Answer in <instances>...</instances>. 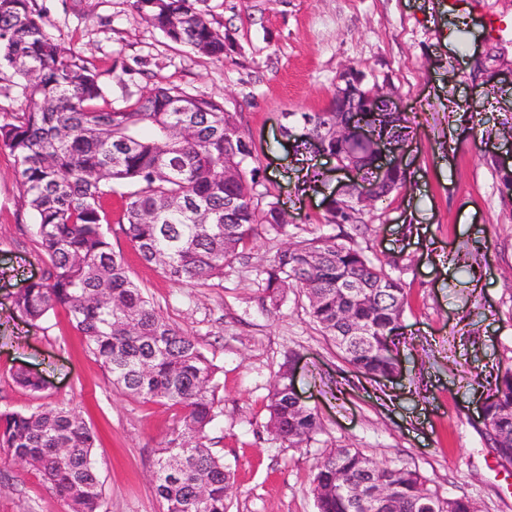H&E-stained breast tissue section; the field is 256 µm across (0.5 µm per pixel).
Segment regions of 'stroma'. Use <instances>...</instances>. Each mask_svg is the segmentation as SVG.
Here are the masks:
<instances>
[{"label":"stroma","instance_id":"35a3bbf8","mask_svg":"<svg viewBox=\"0 0 512 512\" xmlns=\"http://www.w3.org/2000/svg\"><path fill=\"white\" fill-rule=\"evenodd\" d=\"M428 0H206L228 35L223 60L170 41L132 0H32L59 43L99 73L113 104L157 81L205 94L235 113L258 168L255 203L276 202L288 234H260L223 278L177 285L141 261L118 223L105 231L129 273L170 322L197 336L219 366L222 414L210 448L231 472L230 512H317L310 483L325 449L352 446L375 461L417 468L442 497L468 496L481 512H512V462L497 457L477 420L487 381L512 365V199L496 162L512 157V82L477 85L471 62L512 65V0H454L429 19ZM466 17L475 36L448 47ZM362 71L415 121L403 188L364 210L358 227L327 221L323 198L343 173L284 135L290 112L325 109L340 72ZM9 150L0 148V411L68 402L97 432L102 512H162L152 488L157 451L180 410L125 395L88 350L65 310L29 325L14 293L40 278L44 256ZM351 237L390 263L408 293L399 380L357 374L290 289L275 314L261 308V272L285 240ZM295 386L321 431L301 448L267 433L266 397L288 354ZM27 367L49 386L34 393L13 374ZM0 512H67L26 464L0 463Z\"/></svg>","mask_w":512,"mask_h":512}]
</instances>
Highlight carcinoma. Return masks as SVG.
<instances>
[{
	"instance_id": "1",
	"label": "carcinoma",
	"mask_w": 512,
	"mask_h": 512,
	"mask_svg": "<svg viewBox=\"0 0 512 512\" xmlns=\"http://www.w3.org/2000/svg\"><path fill=\"white\" fill-rule=\"evenodd\" d=\"M203 0H134L147 23L168 39L218 60L224 34L198 7ZM29 93L23 112L0 115V146L15 158L32 234L47 258L43 278L14 298L36 324L61 307L122 393L166 402L183 415L158 450L154 492L163 512H228L230 471L209 448L220 411L218 366L197 337L166 319L129 275L104 230L112 195L124 198L119 222L140 258L175 284L202 285L224 276L262 228L287 234L285 212L253 204L258 169L252 150L224 151V123L236 114L204 94L158 81L132 103L108 102L97 73L54 40L30 0H0V67ZM295 120L299 145L317 141L339 154L341 112ZM398 112L373 116L376 138L359 146L358 167L371 173L370 145L409 136ZM262 309L277 311L290 288L303 290L308 312L357 372L391 379L403 335L407 294L401 281L348 240L315 236L277 251L263 271ZM284 362L266 405V431L300 448L320 430L314 409L296 406ZM20 386L41 392L46 382L20 369ZM483 425L489 447L512 454V367L486 397ZM97 437L67 403L29 413L0 412V455L25 460L51 484L67 512H101L95 459ZM317 512H478L463 495L443 498L416 468L379 463L358 448H331L314 468Z\"/></svg>"
}]
</instances>
